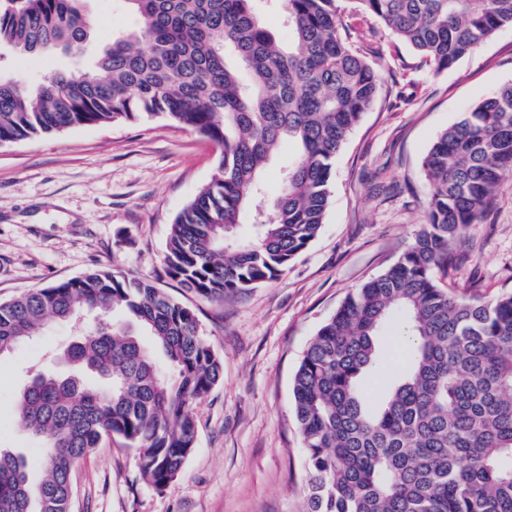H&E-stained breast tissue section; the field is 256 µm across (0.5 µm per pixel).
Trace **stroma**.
Segmentation results:
<instances>
[{
	"instance_id": "obj_1",
	"label": "stroma",
	"mask_w": 512,
	"mask_h": 512,
	"mask_svg": "<svg viewBox=\"0 0 512 512\" xmlns=\"http://www.w3.org/2000/svg\"><path fill=\"white\" fill-rule=\"evenodd\" d=\"M87 9L99 44L139 25L126 0H89ZM359 45L379 72V91L336 155L320 233L280 278L221 302L164 273L174 218L212 176L213 143L154 119L0 145V302L115 267L154 279L192 308L224 363L222 380L193 405L196 447L175 480L155 489L134 450L107 440L73 472V512H301L305 468L290 386L302 353L347 294L392 265L424 221L422 161L436 137L512 82L510 26L443 71L376 19ZM0 55L11 75L29 81L71 63ZM451 249L444 287L481 297L512 291V181L485 222ZM76 333L72 323L51 321L36 341L0 359V448L24 456L35 483L41 445L17 427L13 403L30 365L62 370L60 355Z\"/></svg>"
}]
</instances>
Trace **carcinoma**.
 I'll return each mask as SVG.
<instances>
[{
  "instance_id": "obj_1",
  "label": "carcinoma",
  "mask_w": 512,
  "mask_h": 512,
  "mask_svg": "<svg viewBox=\"0 0 512 512\" xmlns=\"http://www.w3.org/2000/svg\"><path fill=\"white\" fill-rule=\"evenodd\" d=\"M87 0H0V48L83 53ZM139 29L91 64L24 83L0 76V144L68 128L163 118L218 149L214 173L175 217L165 272L209 301L281 276L324 224L337 153L378 92L355 47L366 17L436 70L505 26L512 0H282L290 41L261 26L254 0H127ZM298 152L271 204L263 173L280 145ZM425 222L396 263L350 293L309 342L292 378L304 447L302 512H512V292L452 295L439 274L451 240L482 221L512 179V83L442 131L423 158ZM252 234L234 235L241 217ZM92 314L65 374L36 369L17 423L43 443V476L0 448V512H71V474L104 439L136 450L164 488L195 448L193 403L223 378L194 311L149 278L95 268L0 304V357L50 320ZM405 362L375 406L365 383L379 337Z\"/></svg>"
}]
</instances>
